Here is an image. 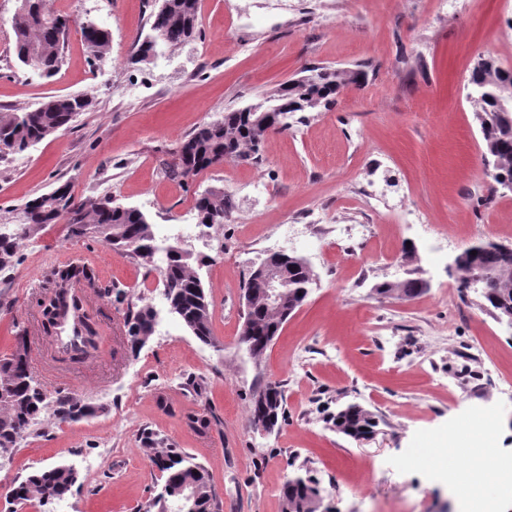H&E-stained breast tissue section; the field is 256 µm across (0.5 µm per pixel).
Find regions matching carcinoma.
Segmentation results:
<instances>
[{
    "label": "carcinoma",
    "mask_w": 512,
    "mask_h": 512,
    "mask_svg": "<svg viewBox=\"0 0 512 512\" xmlns=\"http://www.w3.org/2000/svg\"><path fill=\"white\" fill-rule=\"evenodd\" d=\"M19 7L13 18L15 51L20 64L31 66L46 78L59 73L65 61L69 37L68 17L47 8L46 0H18ZM151 35L160 38L162 46L172 47L191 40L198 27V0H162L152 14ZM81 37L92 55L98 60L109 57V32L98 25L81 28ZM360 81V71L313 67L309 74L279 87L256 107L293 117L297 112H313L328 107L348 84ZM512 98V72L498 67L491 58L480 59L468 82L467 99L477 107L476 118L484 141V154L494 157L497 167L492 181L512 180V119L501 115L502 104ZM90 105L80 95L54 96L36 108L21 113H0V142L9 154H19L46 137L69 128L75 114ZM252 108L243 107L225 112L220 118L205 122L184 139L178 154L190 159L180 163L172 173L182 177L195 176L229 156L232 161H259L262 140L269 134L254 123ZM233 207L231 197L224 189L212 187L197 199L195 209L198 223L212 227L224 223ZM21 213L24 230L20 235L0 236V272L14 267V258L20 243L45 224L64 220L75 236L95 229L93 236L111 248L123 251L133 259H150L158 250L152 225L143 212L134 207L115 208L112 197L94 202L77 198L69 185L62 183L47 194L27 201ZM166 260L162 284L173 314L202 343L216 345L211 329V307L205 289L193 271L198 257L177 244L164 248ZM456 273L460 286L483 268L490 271L506 270L512 274V251H504L497 243H478L461 252ZM279 265L288 271L287 300L305 301L313 273L308 271L304 259L286 254ZM98 275L94 266L76 261L53 268L42 285L48 300L42 304L41 333L54 335L64 318L74 320L78 328L79 343L61 347L62 353L73 361H82L97 350V330L84 311L83 300L70 286L75 283L96 285ZM243 290L253 292L249 309L244 312L240 338H249L252 355L262 356L266 351L265 339L278 334L283 328L282 317L288 309L273 310L261 296L259 280L248 277ZM380 296L396 294L402 299H413L425 288L416 271H407V277L398 282H383L376 286ZM482 299L492 314L512 313V278L506 283L487 286ZM125 324L132 348H137L145 336L153 333L150 307L135 308L127 305ZM27 343L15 342L10 354L0 357V456L12 453L33 433L42 415L50 414L58 423L76 422L93 414L91 406L73 395L52 396L33 387L28 370ZM338 432L353 439L365 437L378 426L374 415L366 409L337 412L331 418ZM151 449L150 466L160 473L165 494L154 497L145 512H167L175 497L172 492L193 486L197 496L186 507V512H223V502L217 496L204 465L193 461L182 449L166 443L148 432L144 436ZM78 476L63 464L31 471L22 480L14 482L10 497L18 504L36 500L46 505L49 499L66 496L77 483ZM282 498L285 512H316V497L321 489L316 482L296 474L283 485Z\"/></svg>",
    "instance_id": "carcinoma-1"
}]
</instances>
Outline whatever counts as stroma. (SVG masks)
<instances>
[{
    "instance_id": "1",
    "label": "stroma",
    "mask_w": 512,
    "mask_h": 512,
    "mask_svg": "<svg viewBox=\"0 0 512 512\" xmlns=\"http://www.w3.org/2000/svg\"><path fill=\"white\" fill-rule=\"evenodd\" d=\"M58 13L111 34L108 64L94 65L80 34L46 79L18 65L13 16L0 0V109L24 112L55 95L89 108L70 129L0 161V224L29 199L69 183L76 197L116 202L152 225L178 224L198 194L223 188L234 207L223 224L181 244L206 261L196 272L209 296L215 346L170 313L160 257L133 260L92 236L45 225L0 274V355L26 334L29 370L47 393L80 397L93 415L70 424L42 416L30 438L0 458V512H139L162 488L143 430L203 464L224 512H282L281 487L307 470L337 512H512V493L489 483L461 503L440 471L449 436L473 447L470 413L494 416L493 446L512 460V326L461 290L448 264L468 246L512 245V194L492 192L467 84L479 59L512 68V0H294L291 13L264 0H200L190 42L141 62L158 0H48ZM314 66L363 71L327 110L296 113L266 137L259 163L227 162L169 176L180 142L220 113L256 103ZM323 223L308 224L310 212ZM295 225L283 238L282 227ZM429 288L412 300L377 284L404 278L405 244ZM304 258L314 282L304 304L262 358L239 341L243 285L269 253ZM98 270L97 288L120 287L152 308L154 333L131 349L124 307L86 289L104 337L100 352L63 362L38 328L43 281L73 258ZM197 376L202 395L184 383ZM280 383L285 417L271 432L250 423L259 381ZM350 404L372 412L377 434L356 441L330 417ZM217 417L200 434L188 416ZM52 463L77 470L71 493L46 506L12 503V482Z\"/></svg>"
}]
</instances>
